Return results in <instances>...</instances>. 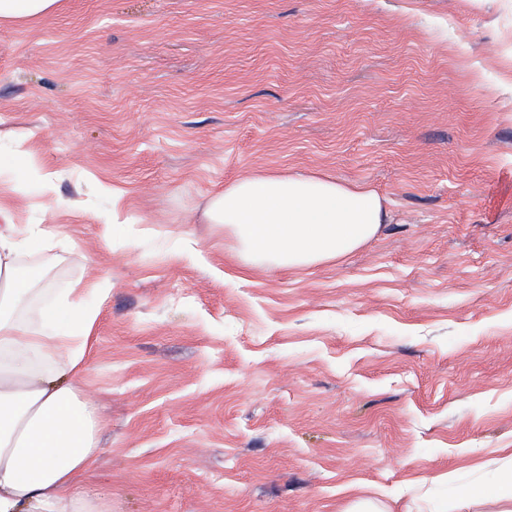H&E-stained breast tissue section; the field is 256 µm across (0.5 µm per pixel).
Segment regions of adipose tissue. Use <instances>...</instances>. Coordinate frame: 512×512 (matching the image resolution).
I'll use <instances>...</instances> for the list:
<instances>
[{
	"instance_id": "1",
	"label": "adipose tissue",
	"mask_w": 512,
	"mask_h": 512,
	"mask_svg": "<svg viewBox=\"0 0 512 512\" xmlns=\"http://www.w3.org/2000/svg\"><path fill=\"white\" fill-rule=\"evenodd\" d=\"M204 218L223 225L252 265L293 269L352 253L387 211L367 186L265 170L226 182ZM49 236L38 224L0 225V512H111L78 482L99 453L98 407L77 385L95 315L67 298L42 308V327L19 315L45 274L23 266L21 253Z\"/></svg>"
}]
</instances>
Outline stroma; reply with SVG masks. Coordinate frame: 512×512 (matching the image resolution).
<instances>
[{
    "label": "stroma",
    "mask_w": 512,
    "mask_h": 512,
    "mask_svg": "<svg viewBox=\"0 0 512 512\" xmlns=\"http://www.w3.org/2000/svg\"><path fill=\"white\" fill-rule=\"evenodd\" d=\"M288 169L375 189L387 223L335 262L247 269L206 202ZM0 222L51 229L23 263L97 312L82 482L112 512H448L512 456V0L1 23Z\"/></svg>",
    "instance_id": "stroma-1"
}]
</instances>
